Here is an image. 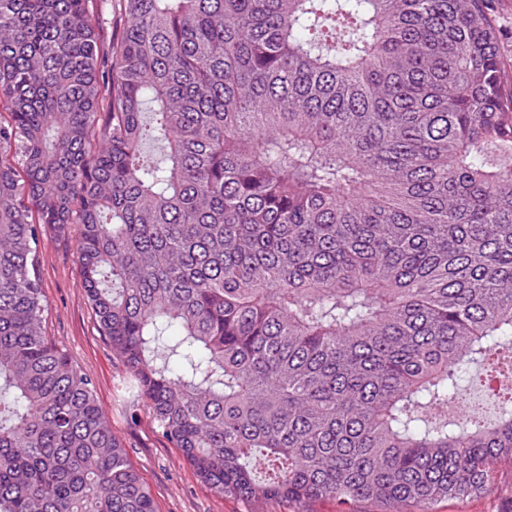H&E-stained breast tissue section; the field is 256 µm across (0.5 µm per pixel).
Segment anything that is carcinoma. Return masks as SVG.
<instances>
[{
  "label": "carcinoma",
  "mask_w": 512,
  "mask_h": 512,
  "mask_svg": "<svg viewBox=\"0 0 512 512\" xmlns=\"http://www.w3.org/2000/svg\"><path fill=\"white\" fill-rule=\"evenodd\" d=\"M493 0H0V512H157L43 332L101 334L222 497L436 512L512 468V69ZM162 149L144 155L143 144ZM495 399L462 407L460 382ZM118 4V0H96L94 3V11L98 13L100 18H104L105 22L108 23L112 17L113 37H118L123 30V21Z\"/></svg>",
  "instance_id": "obj_1"
}]
</instances>
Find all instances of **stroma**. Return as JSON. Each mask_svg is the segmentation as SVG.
I'll list each match as a JSON object with an SVG mask.
<instances>
[{
	"mask_svg": "<svg viewBox=\"0 0 512 512\" xmlns=\"http://www.w3.org/2000/svg\"><path fill=\"white\" fill-rule=\"evenodd\" d=\"M76 237L45 229L37 271L47 303L44 331L95 382L114 435L150 489L157 512H339L335 502L262 503L219 497L204 487L178 449L157 430L146 406L130 408L119 396L124 368L87 302L76 263ZM437 512H512V470L503 469L497 491L438 504Z\"/></svg>",
	"mask_w": 512,
	"mask_h": 512,
	"instance_id": "1",
	"label": "stroma"
}]
</instances>
